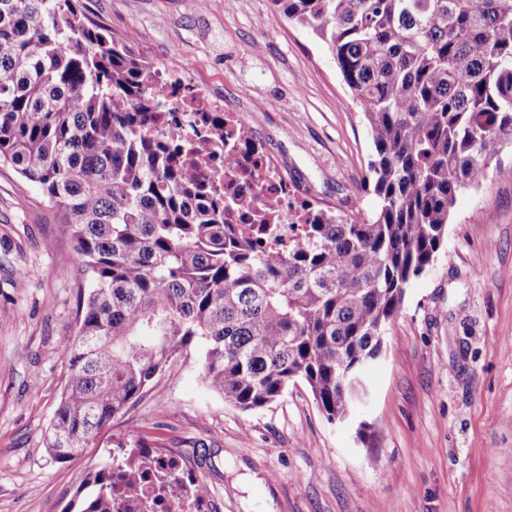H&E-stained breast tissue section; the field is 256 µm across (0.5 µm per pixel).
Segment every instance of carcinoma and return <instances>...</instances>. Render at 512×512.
<instances>
[{
    "mask_svg": "<svg viewBox=\"0 0 512 512\" xmlns=\"http://www.w3.org/2000/svg\"><path fill=\"white\" fill-rule=\"evenodd\" d=\"M325 42L372 133L375 209L315 210L281 254L225 223L224 196L142 127L156 104L134 38L79 0H0V165L62 214L88 274L47 448L68 461L203 348L208 388L244 412L298 380L353 419L366 366L439 252L458 193L512 146V0H271Z\"/></svg>",
    "mask_w": 512,
    "mask_h": 512,
    "instance_id": "obj_1",
    "label": "carcinoma"
}]
</instances>
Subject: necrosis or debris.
<instances>
[{
    "label": "necrosis or debris",
    "mask_w": 512,
    "mask_h": 512,
    "mask_svg": "<svg viewBox=\"0 0 512 512\" xmlns=\"http://www.w3.org/2000/svg\"><path fill=\"white\" fill-rule=\"evenodd\" d=\"M185 67L168 58L154 68L152 88L158 89L160 113L147 126L158 139L205 142L198 156V177L218 191H233L238 210L254 212L273 207L274 217L263 224H243L239 231L264 249L281 250L304 238L303 200L255 148L247 115L226 110L222 101L194 90L185 82ZM223 118L222 130L213 127ZM100 466L110 479L108 512H214L215 502L188 459L171 448H140L133 440L103 449ZM137 474L136 492L127 479Z\"/></svg>",
    "instance_id": "obj_1"
}]
</instances>
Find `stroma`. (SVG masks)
Segmentation results:
<instances>
[{
  "mask_svg": "<svg viewBox=\"0 0 512 512\" xmlns=\"http://www.w3.org/2000/svg\"><path fill=\"white\" fill-rule=\"evenodd\" d=\"M152 64L247 114L274 166L314 206L371 211L373 145L327 45L269 0H81ZM35 184L0 166V512H82L99 448L159 439L197 469L218 512H512V178L457 195L442 250L407 290L364 376L355 425L329 422L303 382L244 412L212 392L202 350L74 460L45 448L68 382L64 343L88 288ZM364 432H357V423Z\"/></svg>",
  "mask_w": 512,
  "mask_h": 512,
  "instance_id": "obj_1",
  "label": "stroma"
}]
</instances>
